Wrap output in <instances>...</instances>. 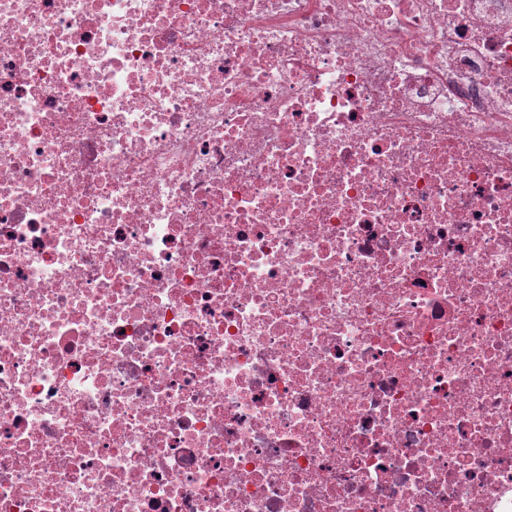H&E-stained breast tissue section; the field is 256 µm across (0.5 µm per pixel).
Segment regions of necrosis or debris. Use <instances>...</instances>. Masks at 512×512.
<instances>
[{
	"instance_id": "4bbe7bcc",
	"label": "necrosis or debris",
	"mask_w": 512,
	"mask_h": 512,
	"mask_svg": "<svg viewBox=\"0 0 512 512\" xmlns=\"http://www.w3.org/2000/svg\"><path fill=\"white\" fill-rule=\"evenodd\" d=\"M0 512H512V0H0Z\"/></svg>"
}]
</instances>
